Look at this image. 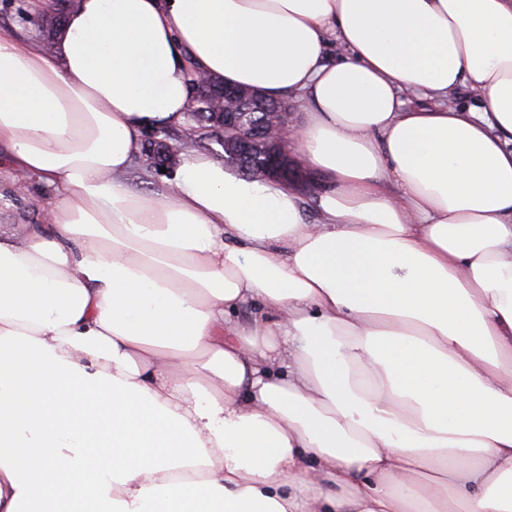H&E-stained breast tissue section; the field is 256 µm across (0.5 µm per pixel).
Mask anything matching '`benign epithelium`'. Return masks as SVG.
I'll return each instance as SVG.
<instances>
[{
	"label": "benign epithelium",
	"instance_id": "1",
	"mask_svg": "<svg viewBox=\"0 0 512 512\" xmlns=\"http://www.w3.org/2000/svg\"><path fill=\"white\" fill-rule=\"evenodd\" d=\"M211 97L217 99V103L213 104L215 123L224 131L225 161H235L245 168L253 167L259 177L278 179L287 185L305 184L306 175L294 166L288 142L283 138L290 117L288 105L278 108L266 106L261 116L255 117L244 105L249 101L263 102L259 94L246 88L221 86L205 79L194 88L187 115H192L199 104ZM147 143L159 152L168 165L176 163L178 152L193 147L192 135L184 136L182 145L173 146L159 128L148 131Z\"/></svg>",
	"mask_w": 512,
	"mask_h": 512
}]
</instances>
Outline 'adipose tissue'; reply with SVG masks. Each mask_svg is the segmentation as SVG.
Segmentation results:
<instances>
[{
	"label": "adipose tissue",
	"instance_id": "obj_1",
	"mask_svg": "<svg viewBox=\"0 0 512 512\" xmlns=\"http://www.w3.org/2000/svg\"><path fill=\"white\" fill-rule=\"evenodd\" d=\"M195 71L299 105L318 223L198 150L124 182ZM0 145L50 191L0 225V512H512V0H78L0 31Z\"/></svg>",
	"mask_w": 512,
	"mask_h": 512
}]
</instances>
